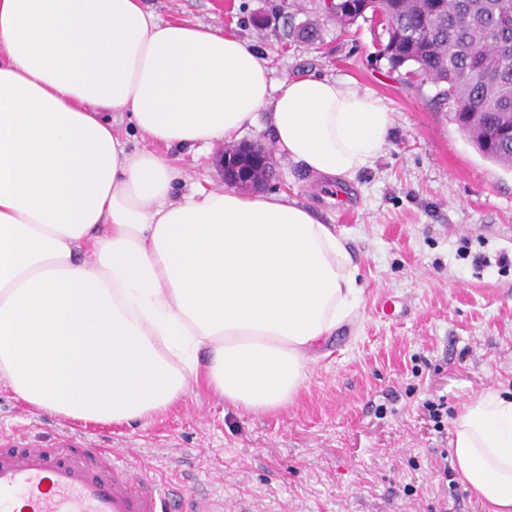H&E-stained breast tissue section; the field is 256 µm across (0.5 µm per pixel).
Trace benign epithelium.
Returning a JSON list of instances; mask_svg holds the SVG:
<instances>
[{
    "label": "benign epithelium",
    "instance_id": "7a95c632",
    "mask_svg": "<svg viewBox=\"0 0 512 512\" xmlns=\"http://www.w3.org/2000/svg\"><path fill=\"white\" fill-rule=\"evenodd\" d=\"M218 165L224 185L247 192L262 190L273 172L270 152L257 142L224 147Z\"/></svg>",
    "mask_w": 512,
    "mask_h": 512
}]
</instances>
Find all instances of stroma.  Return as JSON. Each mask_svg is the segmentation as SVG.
Wrapping results in <instances>:
<instances>
[{
    "label": "stroma",
    "instance_id": "1",
    "mask_svg": "<svg viewBox=\"0 0 512 512\" xmlns=\"http://www.w3.org/2000/svg\"><path fill=\"white\" fill-rule=\"evenodd\" d=\"M164 21L224 29L267 57L273 81L327 77L381 100L391 119L373 166L346 184L274 156L266 189L285 192L342 234L364 285L357 317L323 343L298 398L273 413H246L192 388L148 426L57 418L0 382V441L46 448L80 438L127 448L185 501L211 498L224 512H484L462 478L444 480L449 416L489 388L512 390V171L475 149L448 119L430 82L407 84L373 58L368 25L343 30L321 19L313 44L284 34L289 7L312 17V0H147ZM179 192L222 184L216 150L178 152ZM490 259L479 269L475 255ZM399 318L380 317L381 297Z\"/></svg>",
    "mask_w": 512,
    "mask_h": 512
}]
</instances>
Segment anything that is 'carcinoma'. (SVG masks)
I'll return each instance as SVG.
<instances>
[{
    "instance_id": "1",
    "label": "carcinoma",
    "mask_w": 512,
    "mask_h": 512,
    "mask_svg": "<svg viewBox=\"0 0 512 512\" xmlns=\"http://www.w3.org/2000/svg\"><path fill=\"white\" fill-rule=\"evenodd\" d=\"M360 7L361 0H317L314 10L350 26ZM361 20L374 32L375 60L391 72L415 66L407 74L439 88L449 119L482 156L512 167V138L496 136L512 118V0H375ZM288 35L318 39L306 21L288 22Z\"/></svg>"
}]
</instances>
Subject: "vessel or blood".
I'll list each match as a JSON object with an SVG mask.
<instances>
[{"label": "vessel or blood", "instance_id": "1", "mask_svg": "<svg viewBox=\"0 0 512 512\" xmlns=\"http://www.w3.org/2000/svg\"><path fill=\"white\" fill-rule=\"evenodd\" d=\"M177 496L111 448L0 446V512H172Z\"/></svg>", "mask_w": 512, "mask_h": 512}]
</instances>
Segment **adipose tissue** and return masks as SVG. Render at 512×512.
<instances>
[{"label":"adipose tissue","mask_w":512,"mask_h":512,"mask_svg":"<svg viewBox=\"0 0 512 512\" xmlns=\"http://www.w3.org/2000/svg\"><path fill=\"white\" fill-rule=\"evenodd\" d=\"M261 111L279 155L344 182L390 127L372 96L273 82L248 41L144 0H0V380L19 399L141 426L193 384L245 412L294 401L358 314L344 238L284 192L176 193L169 156L233 142ZM451 446L485 512H512V393L464 404Z\"/></svg>","instance_id":"ef3b65f1"}]
</instances>
